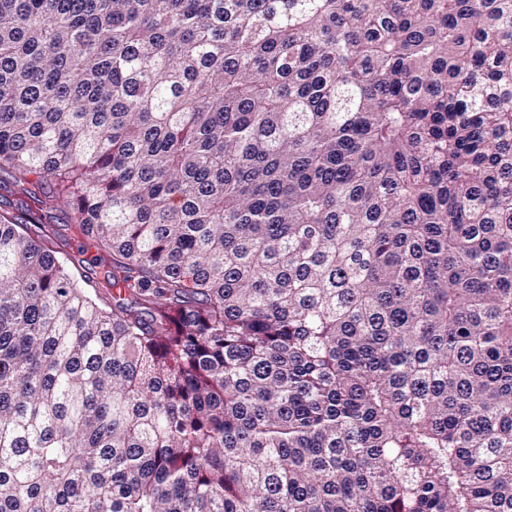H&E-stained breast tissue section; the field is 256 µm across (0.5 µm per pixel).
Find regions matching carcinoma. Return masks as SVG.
Instances as JSON below:
<instances>
[{"label":"carcinoma","mask_w":512,"mask_h":512,"mask_svg":"<svg viewBox=\"0 0 512 512\" xmlns=\"http://www.w3.org/2000/svg\"><path fill=\"white\" fill-rule=\"evenodd\" d=\"M0 512H512V0H0ZM23 200L24 197L19 193H15V189L12 186L9 189L2 187L0 189V214L8 212L9 215L18 219V222L23 221ZM67 228L68 229L65 232L67 235L68 244L63 247L64 250L80 259H90L91 257H94L96 255V251L93 248L89 249L84 255L78 254V249H80V246L87 245L88 247L90 242L88 237L84 235L80 224H68Z\"/></svg>","instance_id":"obj_1"}]
</instances>
